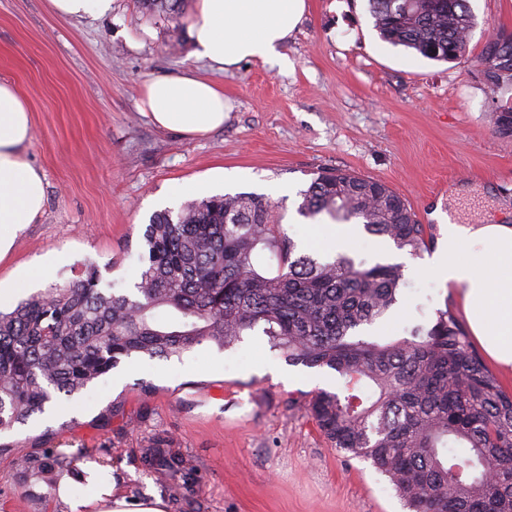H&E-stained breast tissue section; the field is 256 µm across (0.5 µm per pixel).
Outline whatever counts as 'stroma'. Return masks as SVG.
Segmentation results:
<instances>
[{
  "mask_svg": "<svg viewBox=\"0 0 512 512\" xmlns=\"http://www.w3.org/2000/svg\"><path fill=\"white\" fill-rule=\"evenodd\" d=\"M470 4L476 25L461 61L381 41L367 0H306L280 49L284 66L243 60L221 70L194 61L189 18L146 17L137 0H113L111 14L94 21L59 16L49 0H0V79L29 102L26 154L46 184L41 219L0 261V280L28 274L35 283L1 295L0 310L89 264L103 281L131 284L154 211L245 192L275 202L301 252L368 263L402 256L399 303L378 323V339L408 337L445 308L464 318L462 297L421 272L426 254L400 255L354 224L321 245L297 208L314 172L338 168L387 183L441 239V214L512 223V137L492 128L494 110L512 106V85L479 73L490 33H512V0ZM191 66L223 88V127L203 136L156 128L137 108L142 85ZM140 379L153 394H139ZM331 381L288 365L264 336L225 350L206 342L167 359L123 361L10 438L28 447L49 430L52 445L85 448L88 459L107 450L128 496L161 494L170 512H407L386 476L338 454L309 418L305 403ZM158 433L198 471L199 488L142 471L140 450ZM18 473L15 460L0 459V512H69L44 482L24 493Z\"/></svg>",
  "mask_w": 512,
  "mask_h": 512,
  "instance_id": "obj_1",
  "label": "stroma"
}]
</instances>
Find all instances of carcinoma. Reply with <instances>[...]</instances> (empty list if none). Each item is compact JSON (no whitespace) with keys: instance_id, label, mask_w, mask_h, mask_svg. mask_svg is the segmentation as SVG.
<instances>
[{"instance_id":"obj_1","label":"carcinoma","mask_w":512,"mask_h":512,"mask_svg":"<svg viewBox=\"0 0 512 512\" xmlns=\"http://www.w3.org/2000/svg\"><path fill=\"white\" fill-rule=\"evenodd\" d=\"M144 14L174 20L187 0H139ZM381 38L438 62L466 57L475 18L469 0H368ZM491 84L512 83V63L492 62ZM512 137V106L493 113ZM298 213L362 226L412 255L435 248L385 182L322 168L299 192ZM266 195H215L155 212L143 232L134 286L101 285L89 266L0 312V455L20 461V485L36 475L54 488L84 454L27 452L8 432L42 416L56 397L79 395L125 359L167 358L205 342L226 349L260 328L288 364L332 372L343 388L306 404L338 453L371 463L409 512H512V393L463 323L437 312L429 327L382 343L371 328L398 303V264L346 253L313 257L272 220ZM147 472L193 489L197 471L157 434L140 453Z\"/></svg>"}]
</instances>
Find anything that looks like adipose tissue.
I'll list each match as a JSON object with an SVG mask.
<instances>
[{"label":"adipose tissue","mask_w":512,"mask_h":512,"mask_svg":"<svg viewBox=\"0 0 512 512\" xmlns=\"http://www.w3.org/2000/svg\"><path fill=\"white\" fill-rule=\"evenodd\" d=\"M306 0H197L191 20L196 59L226 68L242 59L280 61L279 48L299 24ZM139 110L164 129L202 135L223 126L224 92L186 69L145 83ZM31 110L17 87L0 81V259L20 231L36 223L45 201L43 173L25 157L33 138ZM478 238L487 260L475 267L464 255L467 238ZM432 270L459 287L475 339L501 370L512 372V226L449 224L444 247L429 261ZM85 481L90 490L75 497L71 486ZM57 497L70 512H168L159 497L131 502L114 477L97 463L82 461L57 483Z\"/></svg>","instance_id":"obj_1"}]
</instances>
